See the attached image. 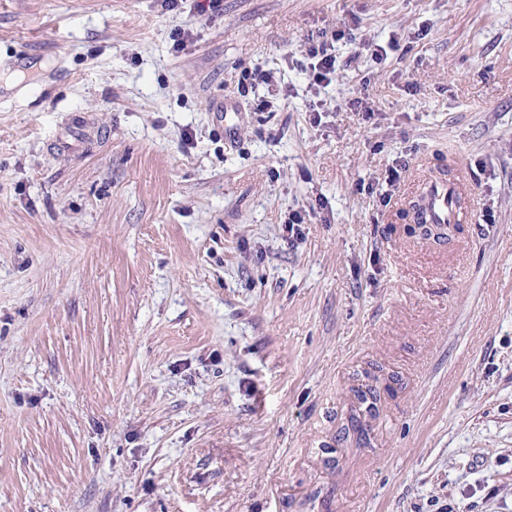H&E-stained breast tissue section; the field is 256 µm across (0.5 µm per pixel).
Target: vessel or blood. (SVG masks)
Returning a JSON list of instances; mask_svg holds the SVG:
<instances>
[{
  "mask_svg": "<svg viewBox=\"0 0 512 512\" xmlns=\"http://www.w3.org/2000/svg\"><path fill=\"white\" fill-rule=\"evenodd\" d=\"M430 222L435 224H469L475 213L466 202L467 178L458 173L449 178L424 176L416 190Z\"/></svg>",
  "mask_w": 512,
  "mask_h": 512,
  "instance_id": "b4317fda",
  "label": "vessel or blood"
}]
</instances>
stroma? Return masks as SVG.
Masks as SVG:
<instances>
[{
  "label": "stroma",
  "mask_w": 512,
  "mask_h": 512,
  "mask_svg": "<svg viewBox=\"0 0 512 512\" xmlns=\"http://www.w3.org/2000/svg\"><path fill=\"white\" fill-rule=\"evenodd\" d=\"M0 512H512V0H0ZM333 48V43L325 39L309 49L310 56L317 60L312 67L317 82L329 80V75L335 72L336 55L333 54ZM467 178L462 173L442 178L425 175L419 182L415 196L426 208L433 224H470L474 209L466 202Z\"/></svg>",
  "instance_id": "stroma-1"
}]
</instances>
